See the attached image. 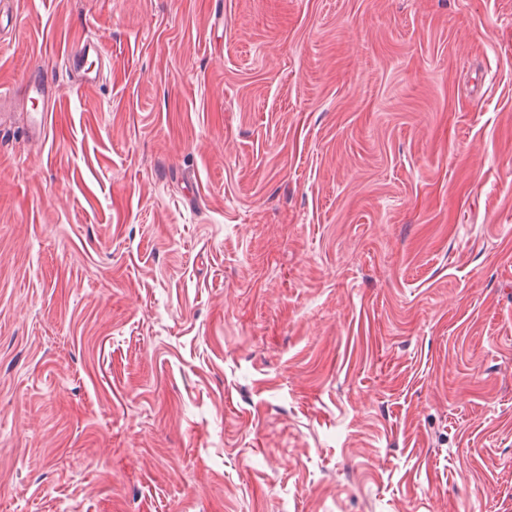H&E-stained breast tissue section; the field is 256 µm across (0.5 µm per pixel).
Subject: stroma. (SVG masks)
<instances>
[{
  "mask_svg": "<svg viewBox=\"0 0 512 512\" xmlns=\"http://www.w3.org/2000/svg\"><path fill=\"white\" fill-rule=\"evenodd\" d=\"M12 10L0 512H512V0ZM52 92L48 84L37 73L33 72L27 77V83L24 86L22 99L31 102L34 113H30V126L33 133L45 134L54 112L53 104H50ZM42 102V108L37 110L35 103Z\"/></svg>",
  "mask_w": 512,
  "mask_h": 512,
  "instance_id": "1",
  "label": "stroma"
}]
</instances>
